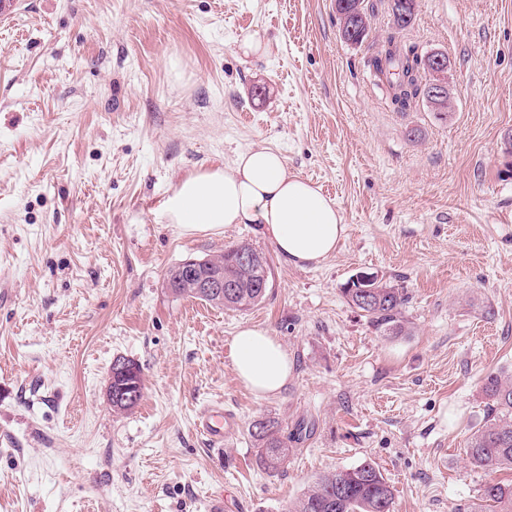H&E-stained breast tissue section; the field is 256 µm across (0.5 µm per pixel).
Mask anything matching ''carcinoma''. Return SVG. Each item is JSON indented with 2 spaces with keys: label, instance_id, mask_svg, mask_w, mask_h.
Instances as JSON below:
<instances>
[{
  "label": "carcinoma",
  "instance_id": "cac0c4a2",
  "mask_svg": "<svg viewBox=\"0 0 512 512\" xmlns=\"http://www.w3.org/2000/svg\"><path fill=\"white\" fill-rule=\"evenodd\" d=\"M361 2L365 16L373 14L374 5L367 0H336L338 21L350 14ZM404 14L396 15V7L388 3L394 16L395 32L374 50L367 59V66L378 85L384 87L394 111L404 113L408 108L409 95L420 92L416 77L409 79L412 91L408 92L396 84L395 75L410 72L411 59L417 57L418 47L398 40V34L410 28L415 20L417 0H407ZM242 253L253 255V263H239ZM202 271L224 272V280L236 284L234 294L218 302L211 297L197 294L193 281L184 280L171 290L176 297L189 296L232 311H246L266 296L267 289L257 287L265 273L271 272L266 253L248 242H240L224 249L211 265ZM347 302L364 313L378 329L389 336H401L406 331L402 316L407 298L403 290L380 280L368 293L362 294L352 288H343ZM487 399V415L484 423L474 433L465 448L469 463L476 469H509L512 471V375L506 372L487 376L483 386ZM268 429L261 433L250 432L257 448L261 466L277 471L288 462V442L294 435L283 434V428L275 420H266ZM395 493L393 486L380 468L372 462H363L353 468L336 470L321 475L290 506L289 512H394ZM481 500L495 504L494 512H512V482L488 483L483 487Z\"/></svg>",
  "mask_w": 512,
  "mask_h": 512
}]
</instances>
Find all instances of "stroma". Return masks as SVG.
<instances>
[{
	"label": "stroma",
	"instance_id": "obj_1",
	"mask_svg": "<svg viewBox=\"0 0 512 512\" xmlns=\"http://www.w3.org/2000/svg\"><path fill=\"white\" fill-rule=\"evenodd\" d=\"M345 42L334 0H12L0 13V512H288L326 472L377 464L394 512H464L512 472L473 468L485 378L512 371V0H419L406 33L449 61L452 116L395 112L364 65L391 31ZM266 44L243 56L239 44ZM264 87L255 95V87ZM270 146L347 226L317 266L258 225L185 235L159 217L188 174ZM246 241L272 286L245 312L174 297L169 270ZM368 272L404 288L408 333L345 301ZM292 373L260 398L236 377L240 326ZM140 404L112 412L115 357ZM235 416L222 450L200 410ZM258 418L311 435L277 473ZM122 360H124V361H122ZM128 363L135 366L137 368L138 373H141V369L139 368V366L134 361H132L128 358L119 356L116 358V360H114L113 369L111 367L110 377H109V381H108V385H107V398H108L109 403L112 406L113 411H119V412L129 411V410H132L133 408H135V406L139 403V402L138 403L133 402L132 404L122 405L119 407L113 406V404H112V389L113 388L117 389L120 384H123L126 381L125 379L120 380L117 378V379H114L112 382V370H114V372H121L128 377H132L136 374V370L132 366H130Z\"/></svg>",
	"mask_w": 512,
	"mask_h": 512
}]
</instances>
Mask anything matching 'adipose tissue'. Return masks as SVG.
<instances>
[{"label":"adipose tissue","mask_w":512,"mask_h":512,"mask_svg":"<svg viewBox=\"0 0 512 512\" xmlns=\"http://www.w3.org/2000/svg\"><path fill=\"white\" fill-rule=\"evenodd\" d=\"M162 218L185 234L259 225L280 257L297 267L325 260L345 233L336 201L291 172L280 152L268 146L239 153L230 166L185 176L165 201ZM230 357L238 380L260 397L279 392L292 371L281 342L258 327L235 334Z\"/></svg>","instance_id":"obj_1"}]
</instances>
